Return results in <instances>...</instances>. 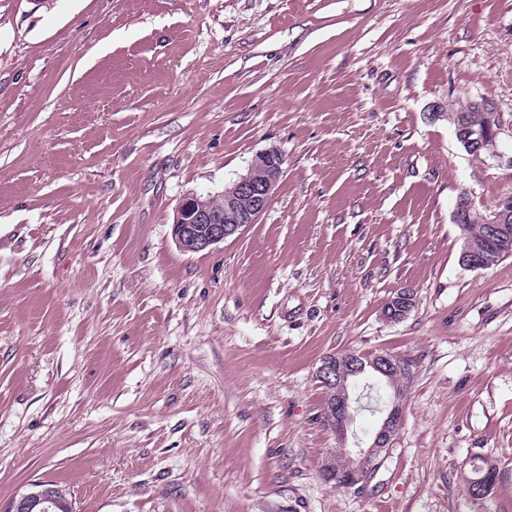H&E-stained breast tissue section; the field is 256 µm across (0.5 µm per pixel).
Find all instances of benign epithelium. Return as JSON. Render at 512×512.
I'll return each mask as SVG.
<instances>
[{
    "instance_id": "1",
    "label": "benign epithelium",
    "mask_w": 512,
    "mask_h": 512,
    "mask_svg": "<svg viewBox=\"0 0 512 512\" xmlns=\"http://www.w3.org/2000/svg\"><path fill=\"white\" fill-rule=\"evenodd\" d=\"M501 123L493 120L476 127L467 122L457 124L455 133L463 148L472 156H498ZM283 155L274 149L255 157L247 173L219 196L189 195L178 207L172 224V235L186 253H199L239 237L257 223L276 194L284 175ZM454 221L460 226L481 224L488 239L501 249V257L512 256V196L501 199L492 209L479 210L470 199L460 196ZM415 307L414 291L401 288L386 302L383 316L391 322L405 319ZM382 379L404 373L411 376L409 364L387 352L364 355L346 350L325 355L316 377L326 386L325 419L336 432L341 447L329 453L323 476L344 480L348 489L365 488L373 477L374 461L392 447L403 421V405L396 399L383 409L379 430L367 447H346L348 426L355 407L350 398V380L366 373ZM5 512H74L72 500L60 486L35 482L12 499Z\"/></svg>"
}]
</instances>
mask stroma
Returning a JSON list of instances; mask_svg holds the SVG:
<instances>
[{"mask_svg": "<svg viewBox=\"0 0 512 512\" xmlns=\"http://www.w3.org/2000/svg\"><path fill=\"white\" fill-rule=\"evenodd\" d=\"M482 99L496 157L447 119ZM270 149L258 222L180 251L183 199ZM463 195H512V0H0V505L512 512V257L461 265ZM345 350L413 365L360 493L321 474L315 372ZM351 394L370 441L389 390ZM414 307V291L409 288H401L386 302L383 316L388 321L399 322L405 319ZM30 488L12 499L2 512H74L72 500L60 486L48 482H35Z\"/></svg>", "mask_w": 512, "mask_h": 512, "instance_id": "stroma-1", "label": "stroma"}]
</instances>
